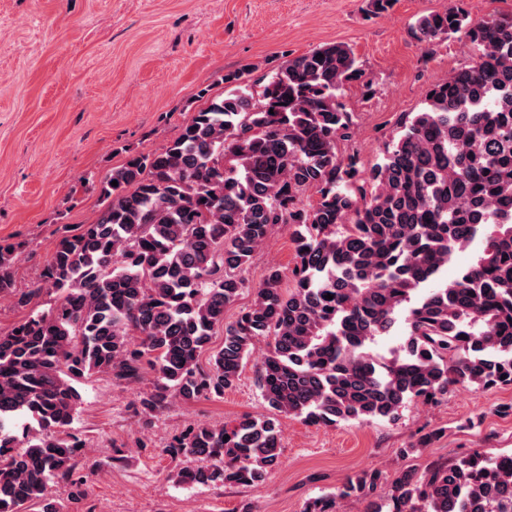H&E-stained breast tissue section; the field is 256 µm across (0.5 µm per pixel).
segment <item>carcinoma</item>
Masks as SVG:
<instances>
[{
    "label": "carcinoma",
    "instance_id": "carcinoma-1",
    "mask_svg": "<svg viewBox=\"0 0 512 512\" xmlns=\"http://www.w3.org/2000/svg\"><path fill=\"white\" fill-rule=\"evenodd\" d=\"M458 33L477 61L401 122L369 190L357 157L338 151L352 125L338 92L363 72L349 46L328 44L258 91L249 69L225 76L224 97L166 147L128 154L99 181L95 219L58 229L30 288L15 285L20 245H0L1 297L26 307L54 296L0 335V512L35 501L62 512L50 488L74 483L76 384L93 374L130 385L153 371L130 405L146 423L175 402L224 397L250 358L268 405L315 426L394 421L450 385L512 386V15L475 21L451 7L413 27L421 43ZM311 188L319 199L306 207ZM280 224L295 243L293 288L271 269L252 306L224 323L248 287L242 267ZM478 236L472 264L444 278ZM400 326L407 356L377 359V339ZM280 448L275 419L249 415L200 423L171 445L203 461L181 474L203 487L265 485ZM377 481L352 478L303 512H336L338 497L367 500V512H512V455L399 469L385 499Z\"/></svg>",
    "mask_w": 512,
    "mask_h": 512
}]
</instances>
